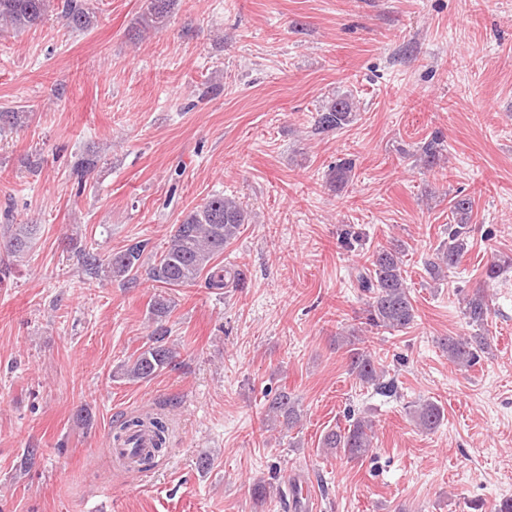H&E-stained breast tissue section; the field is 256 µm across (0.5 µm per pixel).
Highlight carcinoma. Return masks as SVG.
<instances>
[{"label": "carcinoma", "mask_w": 512, "mask_h": 512, "mask_svg": "<svg viewBox=\"0 0 512 512\" xmlns=\"http://www.w3.org/2000/svg\"><path fill=\"white\" fill-rule=\"evenodd\" d=\"M54 0H0V22L15 29L37 27L48 16ZM176 0H150L136 27L137 33L162 30L172 15ZM61 15L69 28L76 31L90 29L93 13L86 0H60ZM352 119V102L345 97L328 100L315 121L314 131L330 132L341 128ZM456 223L448 225V239L435 249L428 262V272L436 278L444 276L460 261L468 244L472 200L456 196L451 200ZM249 220L248 212L233 197L213 194L202 204L183 214L175 226L166 246L150 265H143L141 258L146 243L137 241L102 260L93 249L81 248L79 260L94 277L99 274L133 288L140 277L147 278L162 288L150 303V310L157 318L164 317L172 306L167 290L193 286L204 279L211 288L224 287V268L215 264L224 249L238 237L241 227ZM39 230L37 224H8L0 232V252L9 258L20 259L31 248ZM370 268L358 275V284L367 294L365 324L372 328L406 329L415 319V309L405 285L402 269L401 246L393 242L376 248L368 257ZM463 316L473 333L468 336H445L439 339L448 361L468 370L476 366L482 356L490 353V337L485 334V324L490 311L488 295L482 288L475 289L462 299ZM168 329L157 326L149 343L137 355L120 366V377L132 381H147L160 371L174 365L175 349L167 345ZM339 346L346 348L349 374L362 384L374 387L382 394L396 393L395 381L375 360L365 338L351 334L336 338ZM266 412L271 423L294 427L301 418L299 402L286 390L267 400ZM408 414L424 431H432L443 421L442 408L434 401L423 399L408 406ZM137 427L150 428L157 439L156 448L166 447L170 419L164 414H140L120 423L112 433L117 442L127 432ZM376 444L374 422L362 414H353L348 425L327 431L322 438V448L348 462L367 458Z\"/></svg>", "instance_id": "carcinoma-1"}]
</instances>
